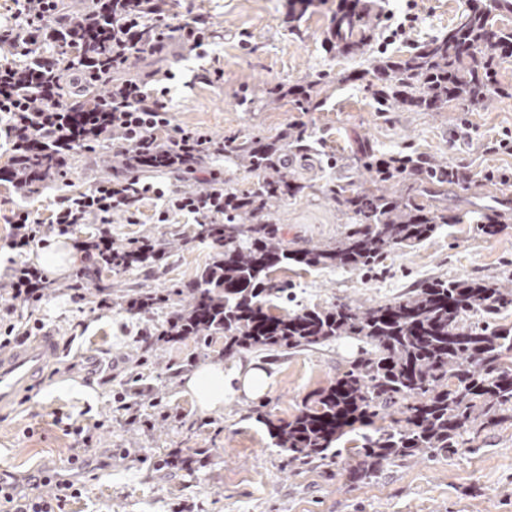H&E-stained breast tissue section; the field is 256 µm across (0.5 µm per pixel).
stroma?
I'll return each mask as SVG.
<instances>
[{"label": "stroma", "mask_w": 512, "mask_h": 512, "mask_svg": "<svg viewBox=\"0 0 512 512\" xmlns=\"http://www.w3.org/2000/svg\"><path fill=\"white\" fill-rule=\"evenodd\" d=\"M384 25L374 46L390 53L409 50L424 38L447 32L461 0H380ZM337 0H321L298 28L288 26V0H166L165 20L177 25L200 15L212 34L201 52L170 39L164 53L129 59L120 76L170 73L166 85L175 124L215 136L273 137L291 125L308 129L302 151L288 165L309 183L306 194L273 208L287 239L307 247L333 241L343 229L333 200L323 189L356 178L353 159L363 146L380 153L421 155L467 167L476 181L468 190L437 191V205L488 213L508 198L512 211V152L498 140L512 136V98L489 108L455 106L443 114L380 112L371 95L352 84L331 86L318 110L303 112L290 99L268 100L273 85H293L318 73L350 72L359 58L339 59L322 46ZM417 20L405 21L408 11ZM405 35L392 37L399 23ZM221 78H213L214 70ZM11 151L0 144V275L32 254L18 255L7 241L12 209L25 206L50 222L65 190H84L111 179L112 150L98 147L71 159L69 183H34L19 194L7 175ZM162 188L195 186L204 191L231 180L251 189L256 173L204 159L196 174L139 172ZM164 205L144 199L135 221L117 213L110 226L115 245L152 238L165 251L146 267L112 274L96 261L51 278L42 299L15 302L11 321L17 339L49 333L62 351L44 377L18 401L0 406V489L14 495L46 493L65 480L76 495L62 512H512V420L481 432L469 451L452 458L397 461L383 471L350 478L361 467L355 454L361 437L340 440L339 457L311 465L290 463L275 448L267 421H289L304 399L324 388L358 353L342 338L312 351L224 354L223 341L205 348L159 340L165 309H128L136 291L189 289L216 251L214 244L180 246L192 234L193 215L171 213L157 223ZM470 276L512 283V223L494 236L475 224H445L427 241L391 254L370 273L277 269L294 303L384 302L431 278ZM82 297H74V289ZM112 306L97 308L100 298ZM260 363L272 382L259 397L229 398L222 409L200 414L180 378L200 363Z\"/></svg>", "instance_id": "stroma-1"}]
</instances>
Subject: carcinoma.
Listing matches in <instances>:
<instances>
[{"label":"carcinoma","mask_w":512,"mask_h":512,"mask_svg":"<svg viewBox=\"0 0 512 512\" xmlns=\"http://www.w3.org/2000/svg\"><path fill=\"white\" fill-rule=\"evenodd\" d=\"M314 0H289L288 19L298 23ZM512 15V0H466L448 31L421 42L403 56L373 49L381 12L375 0H339L324 47L343 57L358 56L364 68L332 79L317 75L288 90H265L271 99L293 96L305 112L321 105L323 87L364 80L381 112H446L450 104L488 106L512 97L498 66L512 57V28L498 25ZM77 51L111 59L99 34L77 39ZM306 130L293 126L275 138L251 137L224 149V157L258 175L253 189L224 187V223L198 225L195 238L220 244L190 289V300L172 311L162 339L207 346L224 337V352L313 350L351 338L359 356L336 380L308 397L290 421L268 423L274 446L289 462L303 465L339 455L333 445L375 420H390L364 439L357 455L375 474L398 459L452 456L468 450L474 436L512 419V327L489 320L512 306V288L481 278L436 279L393 300L374 305L332 303L301 307L277 316L267 303L283 291L272 282L277 268L373 270L398 249L419 244L443 224L481 225L486 235L512 221L496 211L479 217L454 213L424 197L423 185L468 188L471 176L422 157L390 155L381 162L361 149L363 181L323 190L346 217L334 243L296 248L270 217L271 208L304 195L311 185L288 169V148L301 147ZM421 183L412 181L414 174ZM137 245L112 248L115 273L143 263ZM183 291L128 296V308L162 307Z\"/></svg>","instance_id":"1"}]
</instances>
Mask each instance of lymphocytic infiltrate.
<instances>
[{
  "mask_svg": "<svg viewBox=\"0 0 512 512\" xmlns=\"http://www.w3.org/2000/svg\"><path fill=\"white\" fill-rule=\"evenodd\" d=\"M60 0H13L10 23L0 25V139L12 151V177L17 188L31 181L30 161L45 155L51 174L67 178L74 151L111 147L121 167L111 180L88 189L59 196L49 223L26 208L12 211L8 218L11 235L8 246L17 253L31 250L53 234L70 236L75 250L86 256L103 258L112 253L109 226L114 213L135 217L147 195H161L165 208L157 215L166 223L170 213L194 215L197 223L208 224L224 214V197L217 190L199 192L177 187L162 192L153 183L142 181L137 169L164 168L194 173V164L203 156L224 151V140L196 129L173 124L164 90L150 87L145 79L111 81V70L121 69L134 55L160 52L171 36L196 50L210 37L207 20L190 18L177 26L165 23L163 0H91L88 13H66ZM120 6L122 21L112 22L113 6ZM93 25L111 37L117 50L111 70H104L97 57H75L71 43L77 27ZM48 42L56 53L29 57V45ZM26 56L17 64L16 56ZM82 84L110 83V91L97 99L94 109L78 102L62 104L61 84L66 80ZM94 224L95 236L82 237L79 227ZM48 278L43 269L24 263L9 279L0 283V299L37 301L43 296Z\"/></svg>",
  "mask_w": 512,
  "mask_h": 512,
  "instance_id": "f902f5d3",
  "label": "lymphocytic infiltrate"
}]
</instances>
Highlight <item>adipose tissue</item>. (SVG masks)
<instances>
[{
	"instance_id": "ef3b65f1",
	"label": "adipose tissue",
	"mask_w": 512,
	"mask_h": 512,
	"mask_svg": "<svg viewBox=\"0 0 512 512\" xmlns=\"http://www.w3.org/2000/svg\"><path fill=\"white\" fill-rule=\"evenodd\" d=\"M270 379L265 370L257 367H225L223 362L201 364L185 377L184 386L194 397L201 413L223 407L228 396L242 392L246 395L266 391Z\"/></svg>"
}]
</instances>
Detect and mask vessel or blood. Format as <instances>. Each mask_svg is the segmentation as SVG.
I'll use <instances>...</instances> for the list:
<instances>
[{"label": "vessel or blood", "mask_w": 512, "mask_h": 512, "mask_svg": "<svg viewBox=\"0 0 512 512\" xmlns=\"http://www.w3.org/2000/svg\"><path fill=\"white\" fill-rule=\"evenodd\" d=\"M54 336L29 338L19 347L0 355V405L13 403L44 373L48 363L58 354Z\"/></svg>", "instance_id": "1"}]
</instances>
